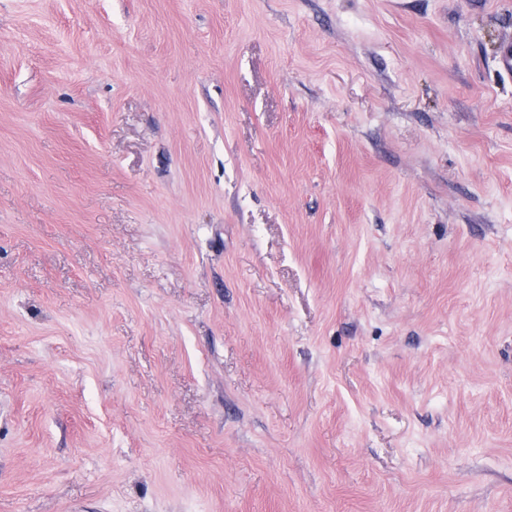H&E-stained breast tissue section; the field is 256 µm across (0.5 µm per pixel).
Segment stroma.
Segmentation results:
<instances>
[{
    "mask_svg": "<svg viewBox=\"0 0 512 512\" xmlns=\"http://www.w3.org/2000/svg\"><path fill=\"white\" fill-rule=\"evenodd\" d=\"M512 0H0V512H512Z\"/></svg>",
    "mask_w": 512,
    "mask_h": 512,
    "instance_id": "35a3bbf8",
    "label": "stroma"
}]
</instances>
